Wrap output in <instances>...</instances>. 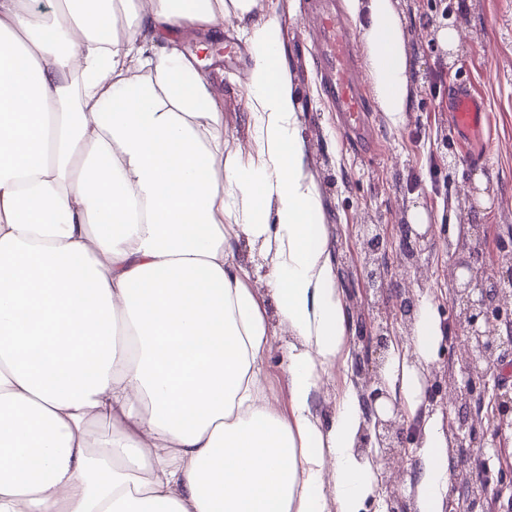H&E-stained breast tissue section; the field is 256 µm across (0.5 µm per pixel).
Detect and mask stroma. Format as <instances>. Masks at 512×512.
Returning <instances> with one entry per match:
<instances>
[{"instance_id":"obj_1","label":"stroma","mask_w":512,"mask_h":512,"mask_svg":"<svg viewBox=\"0 0 512 512\" xmlns=\"http://www.w3.org/2000/svg\"><path fill=\"white\" fill-rule=\"evenodd\" d=\"M314 0H261L278 17L280 40L298 94L300 135L323 203V222L350 324L349 361L321 388L317 402L330 420L343 383H355L354 363L365 353V326L373 319L365 295L359 227L378 222L389 235L386 257L391 288L386 306L396 309L400 288L429 302L440 325L451 307L448 246L458 241L460 215L482 225L487 268H496L502 245L512 242V0H397L411 57L414 101L403 125L372 114L376 143L359 150L342 138L313 64ZM462 31L455 50L436 42L437 27ZM217 102L228 146L248 145L253 128L246 109L248 51L234 30L209 52ZM466 82L490 114L484 144L456 137L448 112L453 83ZM456 168H449V159ZM424 210L433 230L430 246L413 268L399 263L400 225Z\"/></svg>"}]
</instances>
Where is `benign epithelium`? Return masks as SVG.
<instances>
[{
	"mask_svg": "<svg viewBox=\"0 0 512 512\" xmlns=\"http://www.w3.org/2000/svg\"><path fill=\"white\" fill-rule=\"evenodd\" d=\"M404 251L413 256L425 250L429 231L421 232L411 224L402 225ZM481 233H471L462 241H470L469 255L459 253L450 257L452 272V294L455 328L463 335L467 355L464 360L466 377L456 383L454 389L455 417L449 418L454 430V438L459 444L476 434L466 405L459 403L460 396L473 397L480 394L481 400H489L492 406L491 421L481 423L485 428L482 436H491L492 447H497L503 433L512 428V392L501 388L494 370L504 365L506 355L512 353V337H504L503 327L509 325L507 317L512 315V306L504 303V293L512 288V264L499 266L493 274L486 272L479 251ZM359 242L364 255V271L368 290L371 293L370 308L376 314L377 329L366 336L367 351L362 360L356 362V374L372 379L365 387L362 399L369 411V426L360 434L359 448L378 449L382 460L406 456L407 445L416 435V423L408 421L406 412L396 403L387 405L390 396L386 390L383 372L389 358L390 348L396 344L391 333L392 320L410 323L414 320L416 299L407 294L401 298L398 314L391 316L380 304L387 287V267L384 256L387 240L383 225H360ZM497 475L490 474L488 463L478 466L487 474L480 482L468 481L461 484L462 498L459 510L475 512L476 508L490 496L498 498L509 495L512 501V483L506 480V472L512 469L507 465L509 457L498 456Z\"/></svg>",
	"mask_w": 512,
	"mask_h": 512,
	"instance_id": "7a95c632",
	"label": "benign epithelium"
}]
</instances>
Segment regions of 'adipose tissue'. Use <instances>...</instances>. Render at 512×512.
Here are the masks:
<instances>
[{
  "mask_svg": "<svg viewBox=\"0 0 512 512\" xmlns=\"http://www.w3.org/2000/svg\"><path fill=\"white\" fill-rule=\"evenodd\" d=\"M347 8L400 126L413 88L396 0ZM231 17L255 126L235 149L180 45ZM115 23V0H0V512H363L366 410L348 387L330 423L313 408L349 329L276 16L257 0H140L122 36ZM281 333L278 405L265 361ZM441 340L422 304L385 373L421 420L419 512H442L450 486L448 441L419 415ZM94 419L112 424L95 444Z\"/></svg>",
  "mask_w": 512,
  "mask_h": 512,
  "instance_id": "obj_1",
  "label": "adipose tissue"
}]
</instances>
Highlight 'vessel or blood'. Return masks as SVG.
Returning a JSON list of instances; mask_svg holds the SVG:
<instances>
[{"mask_svg":"<svg viewBox=\"0 0 512 512\" xmlns=\"http://www.w3.org/2000/svg\"><path fill=\"white\" fill-rule=\"evenodd\" d=\"M312 22L316 35L314 56L325 76L327 97L340 120L342 134L350 145L372 146L368 86L358 39L340 0H318ZM448 109L452 127L464 142L482 139L489 115L469 86L454 85Z\"/></svg>","mask_w":512,"mask_h":512,"instance_id":"obj_1","label":"vessel or blood"}]
</instances>
